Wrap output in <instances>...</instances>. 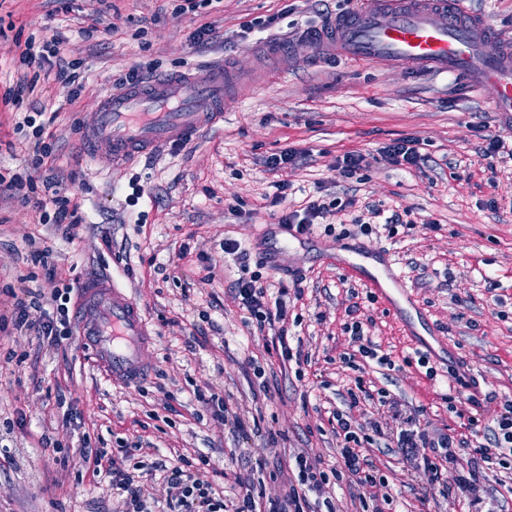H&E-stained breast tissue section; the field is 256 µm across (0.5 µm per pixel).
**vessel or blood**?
I'll return each mask as SVG.
<instances>
[{"mask_svg": "<svg viewBox=\"0 0 512 512\" xmlns=\"http://www.w3.org/2000/svg\"><path fill=\"white\" fill-rule=\"evenodd\" d=\"M496 52H488L490 42ZM305 51L309 60L407 68L417 73L462 74L487 93L494 112L512 126V39L467 11L464 0H357L349 12L305 32L298 43L268 42L262 77L274 79ZM246 75L228 63L152 75L108 88L83 123L88 151L105 152L113 165L180 146L223 118L236 103ZM371 288L387 302L409 298L388 251ZM79 349L90 350L113 384L131 385L151 372L156 336L135 299L116 282L91 280L76 315Z\"/></svg>", "mask_w": 512, "mask_h": 512, "instance_id": "1", "label": "vessel or blood"}]
</instances>
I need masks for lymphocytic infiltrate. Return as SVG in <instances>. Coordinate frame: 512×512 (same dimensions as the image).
Segmentation results:
<instances>
[{
	"mask_svg": "<svg viewBox=\"0 0 512 512\" xmlns=\"http://www.w3.org/2000/svg\"><path fill=\"white\" fill-rule=\"evenodd\" d=\"M59 52L58 42L39 43L32 38L27 39L15 57L24 73L14 86L0 94V103L9 109H19L26 97L34 95L40 79L50 76L69 85L67 103L78 100L84 86L78 83L76 76L55 70L53 60ZM1 184L8 185L22 201H36L39 223L65 224L73 228L82 222L80 202L75 196L67 194L56 181L41 182L32 177L24 178L6 169L0 170ZM336 206V201L328 202L320 197H311L299 208L282 212L278 221L306 236L312 233L316 221L325 220ZM261 279L262 275L257 271L252 272L251 276L239 278L234 288L237 298L258 326L276 327L275 342L283 362L293 361L300 365L307 363V355L292 352L288 344V307L285 301L290 293L295 298H302V288L290 291L281 287L273 293L262 285ZM331 415L336 423V436L340 440L337 448L340 468L336 475L346 479L356 489L359 501H366L377 484L374 467L346 414L335 409ZM397 445L417 458L416 476L426 478L428 483L442 486L446 490L459 488L465 492L470 504L482 502L485 487L480 481L478 466H471L464 476L456 472V457L451 452L456 445L454 438L444 433L433 437L426 430L409 427L400 429ZM479 454L482 461L495 460L501 468L512 471L511 402L507 403L504 414L498 419L497 428L489 442L480 445ZM84 457L92 467L93 476L111 475L112 492L121 499L122 512H151L141 496L135 473L117 467L115 463L105 462L103 455L95 448L85 449ZM295 464L298 469L297 483L289 484L282 496L267 500L256 495L240 478L229 488L223 489L195 477L177 463L170 466L161 463L157 469L164 472L169 486L167 512H317L307 494L311 491L324 494L329 482L328 476L321 470L318 461L309 455H296Z\"/></svg>",
	"mask_w": 512,
	"mask_h": 512,
	"instance_id": "f902f5d3",
	"label": "lymphocytic infiltrate"
}]
</instances>
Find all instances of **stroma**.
Returning <instances> with one entry per match:
<instances>
[{
  "label": "stroma",
  "instance_id": "stroma-1",
  "mask_svg": "<svg viewBox=\"0 0 512 512\" xmlns=\"http://www.w3.org/2000/svg\"><path fill=\"white\" fill-rule=\"evenodd\" d=\"M110 33L86 37L96 0H0L21 38H62V57L81 64L85 91L62 106L65 90L52 81L33 99L58 110L54 160L38 178H55L81 203L83 224L70 229L35 221L33 204L0 187V314H11L26 289L80 290L95 277H115L143 306L157 335L152 374L139 385H112L73 340L47 348L27 332L0 334V512H119L107 480L92 478L83 448L104 450L145 465L202 451L219 472L252 479L278 496L296 476L294 457L306 453L336 468L337 441L327 412H347L372 444L368 454L388 480L376 494L393 498L394 512H466L461 491L408 478L414 466L398 448L396 422L375 403H351L355 371L339 359L351 352L349 320L390 354L394 368L367 361L363 376L382 389L402 416L467 439L459 469L512 400V157L481 153L482 134L502 135L487 96L462 78L415 75L382 66L293 60L287 73L249 92L213 127L189 143L116 167L84 149L85 114L98 95L128 77L185 71L228 59L251 69L260 45L298 37L355 0H213L193 15L174 16V0H112ZM209 26V40L193 34ZM0 107V167L26 176L29 144ZM414 138L424 161L405 171L379 157L396 139ZM302 152L298 165L268 171L275 153ZM347 150L371 154L358 178L334 182L329 171ZM287 182L286 201L300 203L322 185L358 204L328 215L341 235L328 251L294 247L280 261L302 270L304 296L291 303L299 319L290 346L312 355L304 377L283 364L272 330H258L231 287L242 274L233 239L258 261L274 218L263 195ZM405 211L411 229L366 238L390 249L414 297L394 307L371 298L362 271L330 254L357 236L354 217L366 208ZM50 249L57 270L48 280L32 262ZM282 272L268 287L291 285ZM430 355L428 367L419 352ZM463 365L480 384L479 408L456 394L453 368ZM434 376H427V369ZM230 398L244 421L232 429L213 418L205 395ZM388 427L376 434L375 425Z\"/></svg>",
  "mask_w": 512,
  "mask_h": 512
}]
</instances>
